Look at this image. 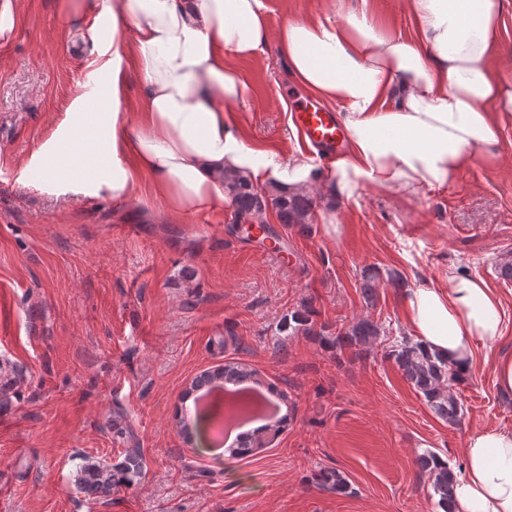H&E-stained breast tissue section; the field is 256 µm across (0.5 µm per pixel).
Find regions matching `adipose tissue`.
<instances>
[{
  "instance_id": "adipose-tissue-1",
  "label": "adipose tissue",
  "mask_w": 512,
  "mask_h": 512,
  "mask_svg": "<svg viewBox=\"0 0 512 512\" xmlns=\"http://www.w3.org/2000/svg\"><path fill=\"white\" fill-rule=\"evenodd\" d=\"M505 0H407L416 38L379 28L368 0H331L306 19L268 23L264 0H96L110 20L109 94L96 111L76 98L37 151L28 178L49 194H107L170 221L229 208L224 178L284 190L329 183L345 195L371 182L417 197L446 186L474 158L493 159L497 126L512 113V68L498 28ZM132 40H124L126 28ZM291 74L340 105L350 154L323 172L305 152L281 157L250 145L233 109L246 82L229 66L268 43ZM141 64L139 111H126L128 57ZM149 191L134 196L139 177ZM402 310L416 343L468 373L493 349L498 392L512 395V351L500 349L507 314L479 276L448 273L408 289ZM455 472L453 512H512V429L470 434Z\"/></svg>"
}]
</instances>
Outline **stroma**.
Returning a JSON list of instances; mask_svg holds the SVG:
<instances>
[{"instance_id": "35a3bbf8", "label": "stroma", "mask_w": 512, "mask_h": 512, "mask_svg": "<svg viewBox=\"0 0 512 512\" xmlns=\"http://www.w3.org/2000/svg\"><path fill=\"white\" fill-rule=\"evenodd\" d=\"M65 3L15 0L0 39V357L27 370L20 400L0 410V512H436L417 457L436 452L455 470L469 434L512 428V398L497 393L486 349L453 387L463 416L451 425L385 343L359 357L329 340L360 317L407 335L405 289L449 268L482 277L512 311V282L497 274L512 255V117L499 124L497 159L470 162L448 186L412 198L372 183L349 198L315 187L307 233L265 211L270 235L288 242L278 259L229 209L171 223L159 204L57 199L28 182L26 165L74 99L104 85L112 59L107 22ZM369 4L381 28L415 37L406 0ZM231 66L248 85L236 112L247 140L295 153L304 140L292 113L310 91L272 45ZM304 311L328 342L281 332ZM230 359L287 397L288 423L258 433L262 448L246 458L201 456L178 426L193 408L182 393ZM111 416L132 427L146 471L89 503L72 475L84 457L120 460L127 443L106 428ZM323 468L348 489L315 484Z\"/></svg>"}]
</instances>
